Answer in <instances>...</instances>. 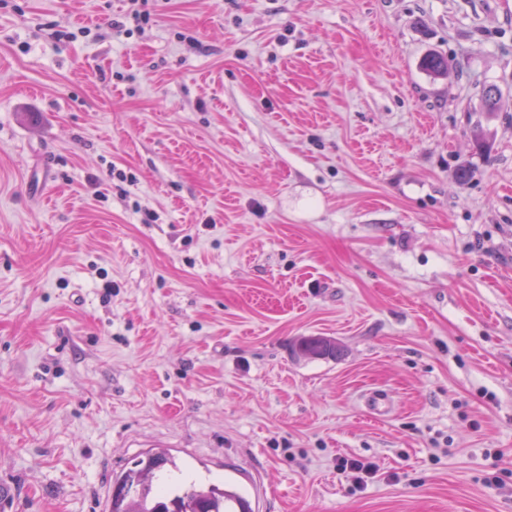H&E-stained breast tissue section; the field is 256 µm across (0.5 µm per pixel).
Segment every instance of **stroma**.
<instances>
[{
	"label": "stroma",
	"instance_id": "1",
	"mask_svg": "<svg viewBox=\"0 0 512 512\" xmlns=\"http://www.w3.org/2000/svg\"><path fill=\"white\" fill-rule=\"evenodd\" d=\"M127 8L0 9V512L157 443L254 512H512V0ZM296 349L302 356L311 358H336L339 351L335 340L323 336L301 337ZM339 469L344 473L348 472L350 474L352 483L357 488L365 486L367 484V479L371 478L374 473L371 464L355 458H341Z\"/></svg>",
	"mask_w": 512,
	"mask_h": 512
}]
</instances>
